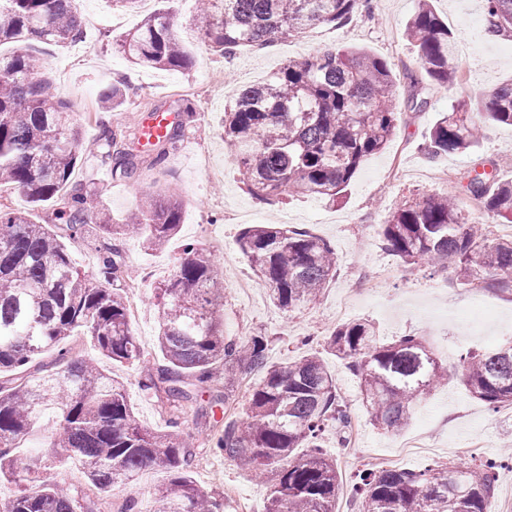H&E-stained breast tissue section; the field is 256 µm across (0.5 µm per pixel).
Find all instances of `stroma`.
Returning <instances> with one entry per match:
<instances>
[{
	"instance_id": "stroma-1",
	"label": "stroma",
	"mask_w": 512,
	"mask_h": 512,
	"mask_svg": "<svg viewBox=\"0 0 512 512\" xmlns=\"http://www.w3.org/2000/svg\"><path fill=\"white\" fill-rule=\"evenodd\" d=\"M371 17H355L347 25H316L298 37L265 48L245 47L225 58L196 38V0H170L169 17L194 62L182 71L140 67L126 60L115 45L145 15L143 8H113L110 0H83L87 17L85 38L74 46L33 43L50 71L52 94L71 104L80 133V158L71 181L90 190L91 209H108L113 223H125L144 191L172 192L183 203L178 235L158 250L145 249L137 240L123 242L125 257L142 288L138 313L129 314L131 329L150 360H158L153 345L159 311L150 301L151 290L167 278L183 252L193 243L215 252L224 274V333L244 339L265 334L271 361L302 355V338H312L313 349L340 321L365 319L382 340L423 337L433 348L448 381L421 399L409 424L396 433L374 427L368 418L355 378L343 361L324 360L336 379V392L348 404L352 425L346 433L351 447H341L335 431L326 432L325 451L335 457L341 488L338 512H355L358 496L354 475L375 467L377 459L394 467L421 470L449 462L506 455L503 429L512 425V406L490 411L473 398L459 380L460 357L468 351H489L512 340V295L461 283L455 267L436 272L404 265L381 249L379 231L388 211L406 200L432 194L454 195L466 217L484 221L467 191L473 171L497 169L500 178L512 179V126L489 122L476 147L439 160H429L419 149L442 112L466 97L512 83V38L490 39L483 32L486 0H433L435 11L447 22L459 53L457 85L431 83L423 96L426 107L407 110L387 148L368 157L342 197L328 202L296 197L283 203L263 204L248 194L224 149V108L231 105L238 86L264 82L282 64L318 50L356 46L385 59L394 73L418 68L416 47L406 38V25L418 0H372ZM123 92L120 111L101 112L103 86ZM192 106L183 135L164 164L140 145L137 125L151 112H182ZM108 121L138 163L132 179L112 176L100 162L99 121ZM448 171L447 183L436 175ZM251 224H287L326 239L336 253V277L323 291L319 304L284 315L269 301L257 277L237 247L239 231ZM247 280V289L237 280ZM111 372L129 389L136 417L151 431L167 428L171 412L138 388L141 368L116 363ZM186 433L198 466L194 476L207 489L223 494L225 512H237L248 502L251 512H265L266 487L232 462L212 456L206 446L210 423L188 417ZM426 436L437 454L405 456L401 440ZM165 473L149 469L133 483L100 494L101 512H122L127 499H137L143 512L151 506L153 489Z\"/></svg>"
}]
</instances>
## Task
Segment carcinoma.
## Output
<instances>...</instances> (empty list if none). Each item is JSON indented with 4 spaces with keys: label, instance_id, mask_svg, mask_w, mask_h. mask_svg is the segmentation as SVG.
Wrapping results in <instances>:
<instances>
[{
    "label": "carcinoma",
    "instance_id": "obj_1",
    "mask_svg": "<svg viewBox=\"0 0 512 512\" xmlns=\"http://www.w3.org/2000/svg\"><path fill=\"white\" fill-rule=\"evenodd\" d=\"M79 2L0 0V47L15 46L8 55L0 52V185L18 188L33 209L55 202L52 220L73 242L103 234L116 239L87 278L49 225L0 206V483L19 482L11 497L0 499V512H100L98 494L135 481L147 468L168 474L154 493L152 512H224V496L193 479L197 455L182 414L192 409L207 415L199 395L220 384L224 391L208 405H223L228 391L253 372L261 380L250 393L246 417L214 421L210 452L269 484L266 512H335L339 474L322 439L331 427L351 426L335 379L314 353L272 364L265 336L243 341L224 335V275L208 250L188 245L151 296L160 311L156 348L162 360L143 372L139 387L178 412L170 429L143 428L124 383L101 365L143 361L126 293L115 287L126 272L121 240L135 237L148 249L165 246L178 232L182 202L173 194L148 193L128 223L112 224L105 210L88 206L85 187L70 184L80 146L72 108L49 92L48 68L26 46L31 40L82 42ZM370 2L198 0L197 28L205 44L230 57L312 25L342 26L370 13ZM486 2L485 34L511 33L512 0ZM406 32L418 48L420 69H404L403 79L411 108L421 109L426 83L450 85L457 78L452 36L429 0H419ZM118 49L131 63L155 69H182L192 61L166 11L143 19ZM395 81L386 60L350 47L290 61L267 82L241 86L224 110V146L240 181L262 203L295 196L336 201L362 162L395 134L401 119ZM100 101L106 111L118 110L120 89L104 88ZM487 122L512 126V83L470 95L440 116L424 150L437 159L473 148ZM180 137L175 124L153 143L155 163L167 159ZM99 144L112 174H136L131 153L104 122ZM467 190L492 222L512 224V181L494 171L477 173ZM379 242L406 265L439 270L452 260L463 281L484 280L488 288L512 294V238H489L449 195L416 198L391 211ZM238 245L259 285L286 313L315 303L336 273L331 245L305 229L250 225ZM76 333L91 339L97 355L73 354L66 339ZM325 347L357 379L372 423L387 431L404 429L420 399L447 375L421 337L382 343L368 321L336 326ZM46 352L53 353L51 361L38 362ZM461 382L492 410L512 405V341L487 353H466ZM48 405L55 406L58 420L47 447L81 461V489L47 478L43 453L25 459L16 453ZM504 462L495 457L419 471L361 470L357 512H494L496 473Z\"/></svg>",
    "mask_w": 512,
    "mask_h": 512
}]
</instances>
